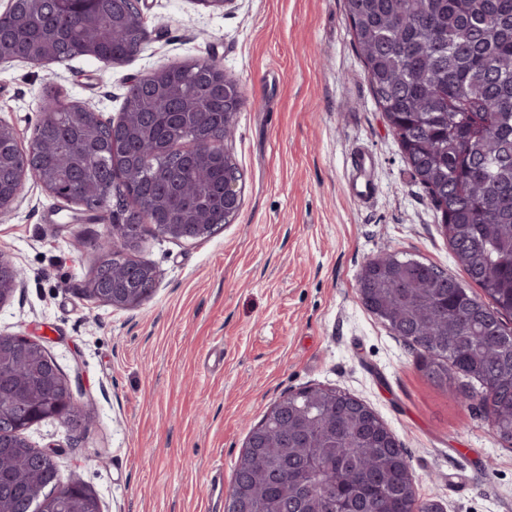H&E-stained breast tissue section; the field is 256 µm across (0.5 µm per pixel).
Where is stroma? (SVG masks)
Here are the masks:
<instances>
[{
    "label": "stroma",
    "instance_id": "35a3bbf8",
    "mask_svg": "<svg viewBox=\"0 0 512 512\" xmlns=\"http://www.w3.org/2000/svg\"><path fill=\"white\" fill-rule=\"evenodd\" d=\"M141 7L150 36L122 64H0V121L28 144L51 89L115 120L132 80L216 59L246 97L229 145L241 207L192 241L146 225L136 256L156 269L157 289L115 309L86 294L102 221L26 183L0 217V253L24 272L0 305V333L40 340L89 418L81 434L41 422L29 443L59 448L60 474L85 481L101 512H224L208 495L211 469L223 465L232 481L268 409L325 386L362 400L399 438L421 500L443 512H512V447L477 402L429 379L359 293L363 265L385 252L463 272L375 103L343 0ZM360 150L377 186L366 203L347 191Z\"/></svg>",
    "mask_w": 512,
    "mask_h": 512
}]
</instances>
